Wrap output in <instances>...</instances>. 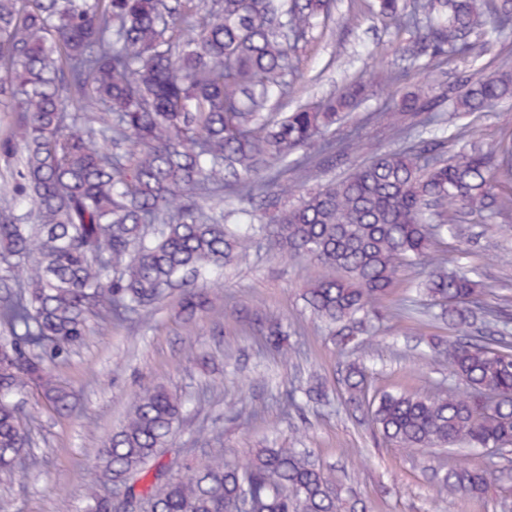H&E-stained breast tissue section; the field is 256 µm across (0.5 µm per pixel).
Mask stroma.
I'll return each mask as SVG.
<instances>
[{"instance_id":"35a3bbf8","label":"stroma","mask_w":512,"mask_h":512,"mask_svg":"<svg viewBox=\"0 0 512 512\" xmlns=\"http://www.w3.org/2000/svg\"><path fill=\"white\" fill-rule=\"evenodd\" d=\"M371 8L372 0H336L331 17L299 47L288 100L292 106L311 103L338 92L351 76L370 79L371 97L352 114L364 135L361 163L405 142L389 126L370 122V113L393 107L419 82L441 90L472 67L492 71L501 62L512 64V33L498 37L492 52L478 58L456 56L444 64L404 59L402 49L414 32L384 24ZM395 69L407 70L406 80L388 82L386 72ZM460 258L481 271L489 307L512 297V212L464 225L462 237L448 242V261ZM328 273L310 260L278 256L262 238L211 282L216 307L193 324H183L172 298L148 315L92 323L84 340L53 368L72 393L76 412L57 416L36 391L24 394L34 464L13 477L0 476V501L8 512H82L98 478L94 463L105 437L123 423L139 392L162 386L187 401L162 462L181 461L192 448L223 449L225 459L238 464L266 446L299 448L310 452L355 512H512V447L414 451L374 437L368 416L348 409L339 384L346 358L302 299L304 285ZM409 294L407 286L395 289L387 317L363 337L354 355L367 368L371 392L461 390L428 348L438 330L424 315L425 297H417L412 314L398 312ZM257 304L283 319L298 348L295 356L285 359L261 348L243 313ZM313 376L327 383L329 400L282 411L279 393ZM466 460L493 462L497 481L479 497L439 490L434 472Z\"/></svg>"}]
</instances>
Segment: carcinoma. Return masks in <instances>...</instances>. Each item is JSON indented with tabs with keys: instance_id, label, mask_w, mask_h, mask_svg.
I'll use <instances>...</instances> for the list:
<instances>
[{
	"instance_id": "carcinoma-1",
	"label": "carcinoma",
	"mask_w": 512,
	"mask_h": 512,
	"mask_svg": "<svg viewBox=\"0 0 512 512\" xmlns=\"http://www.w3.org/2000/svg\"><path fill=\"white\" fill-rule=\"evenodd\" d=\"M331 0H0V105L11 113L0 159L15 164L0 186V474L26 465L20 398L38 389L57 415L74 412L72 394L52 370L91 321H124L179 295L192 323L214 307L198 288L246 256L260 232L281 253L335 271L306 284L303 298L345 350L367 334L411 269L438 307L431 321L450 372L465 390L383 392L368 397L365 369L346 366L348 402L368 406L381 436L403 448L492 443L512 447V301L482 304L479 272L448 269L438 245L473 215L512 210L496 173L512 175V139L482 141L469 117L512 100V69L475 67L448 86L452 111L417 84L387 118L413 145L387 149L347 176L311 191L308 182L358 154L362 134L325 137L369 97L354 80L339 93L293 112L274 111L288 95L296 51L309 41ZM377 15L398 29L422 30L403 48L443 63L488 51L469 36L493 24L512 30V0H376ZM462 135L464 150L448 154ZM224 189L240 204L220 216L202 199ZM299 194V203L280 208ZM33 206L24 217L19 205ZM250 318L265 343L286 358L282 323L255 306ZM497 400L488 404L485 391ZM325 394L318 383L288 409ZM184 401L158 386L140 393L124 423L106 438L95 468L112 492L148 512H345L325 472L295 448H260L243 466L206 451L168 476L159 462ZM153 480L143 490L138 482ZM498 480L489 465L459 464L442 486L473 497ZM110 496L89 488L86 512H111Z\"/></svg>"
}]
</instances>
